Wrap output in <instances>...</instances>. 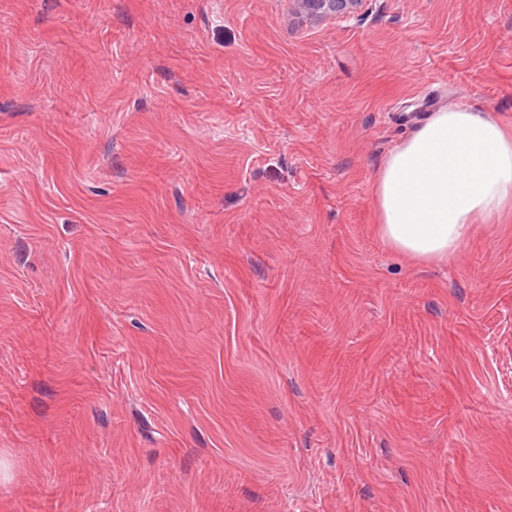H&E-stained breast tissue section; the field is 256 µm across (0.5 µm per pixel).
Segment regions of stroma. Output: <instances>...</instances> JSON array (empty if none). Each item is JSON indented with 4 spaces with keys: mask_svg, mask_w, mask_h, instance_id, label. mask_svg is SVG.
<instances>
[{
    "mask_svg": "<svg viewBox=\"0 0 512 512\" xmlns=\"http://www.w3.org/2000/svg\"><path fill=\"white\" fill-rule=\"evenodd\" d=\"M512 124V0H0V512H512V216L377 167ZM299 14L310 21L324 22L336 18H347L364 0H294ZM375 234L417 262L447 264L476 224L512 211V125L456 104L395 145L374 179Z\"/></svg>",
    "mask_w": 512,
    "mask_h": 512,
    "instance_id": "stroma-1",
    "label": "stroma"
}]
</instances>
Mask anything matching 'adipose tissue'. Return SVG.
Listing matches in <instances>:
<instances>
[{"label":"adipose tissue","instance_id":"obj_1","mask_svg":"<svg viewBox=\"0 0 512 512\" xmlns=\"http://www.w3.org/2000/svg\"><path fill=\"white\" fill-rule=\"evenodd\" d=\"M373 193L390 249L447 263L477 225L512 213V125L466 104L440 109L384 157Z\"/></svg>","mask_w":512,"mask_h":512}]
</instances>
